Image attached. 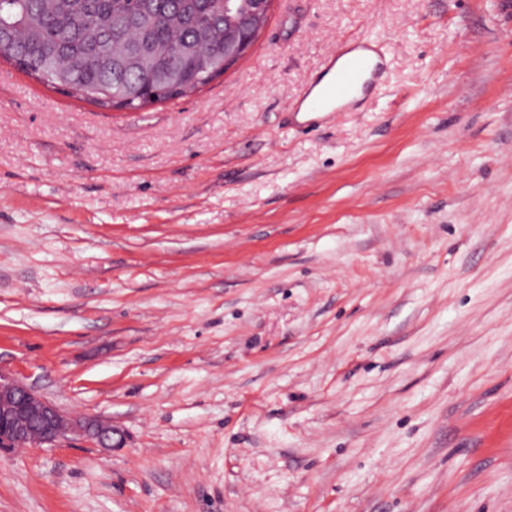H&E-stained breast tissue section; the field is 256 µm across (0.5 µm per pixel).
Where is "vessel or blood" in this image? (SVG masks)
<instances>
[{"instance_id": "vessel-or-blood-1", "label": "vessel or blood", "mask_w": 512, "mask_h": 512, "mask_svg": "<svg viewBox=\"0 0 512 512\" xmlns=\"http://www.w3.org/2000/svg\"><path fill=\"white\" fill-rule=\"evenodd\" d=\"M327 69L336 70L334 81L321 91L306 87L291 107L299 126L321 125L335 112L336 102L345 100L354 88L369 90L385 69V59L377 44L364 39L342 43L326 62Z\"/></svg>"}]
</instances>
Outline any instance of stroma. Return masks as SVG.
<instances>
[{
	"label": "stroma",
	"mask_w": 512,
	"mask_h": 512,
	"mask_svg": "<svg viewBox=\"0 0 512 512\" xmlns=\"http://www.w3.org/2000/svg\"><path fill=\"white\" fill-rule=\"evenodd\" d=\"M0 369L127 437L0 451V512H512V0H273L137 111L0 56ZM338 63L334 81L325 89L314 93L320 78L332 71ZM384 69V54L374 42L356 39L342 43L328 58L325 73L310 83L291 106L290 112L296 125L305 128L320 126L334 112H342L336 111V101L347 99L357 86L367 92L382 77ZM303 107L308 112H301Z\"/></svg>",
	"instance_id": "obj_1"
}]
</instances>
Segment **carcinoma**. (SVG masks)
<instances>
[{
  "label": "carcinoma",
  "mask_w": 512,
  "mask_h": 512,
  "mask_svg": "<svg viewBox=\"0 0 512 512\" xmlns=\"http://www.w3.org/2000/svg\"><path fill=\"white\" fill-rule=\"evenodd\" d=\"M0 53L46 86L139 109L224 74V0H0Z\"/></svg>",
  "instance_id": "carcinoma-1"
}]
</instances>
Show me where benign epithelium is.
Segmentation results:
<instances>
[{"label":"benign epithelium","instance_id":"1","mask_svg":"<svg viewBox=\"0 0 512 512\" xmlns=\"http://www.w3.org/2000/svg\"><path fill=\"white\" fill-rule=\"evenodd\" d=\"M267 16L252 0H241L238 16L225 17L228 53L244 55L252 43L242 31L259 34ZM80 436L101 448H121L126 436L98 416L74 417L0 370V450L27 444H56Z\"/></svg>","mask_w":512,"mask_h":512}]
</instances>
